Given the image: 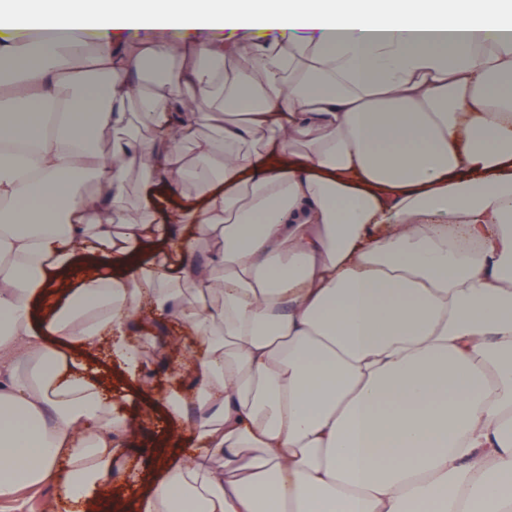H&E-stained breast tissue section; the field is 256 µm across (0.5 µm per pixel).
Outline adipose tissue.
Instances as JSON below:
<instances>
[{"mask_svg": "<svg viewBox=\"0 0 512 512\" xmlns=\"http://www.w3.org/2000/svg\"><path fill=\"white\" fill-rule=\"evenodd\" d=\"M29 35L1 501L112 512V387L175 324L133 512H512V0H9L0 55ZM44 497V491H26L16 500L0 501V512H43L40 509L41 499Z\"/></svg>", "mask_w": 512, "mask_h": 512, "instance_id": "ef3b65f1", "label": "adipose tissue"}]
</instances>
